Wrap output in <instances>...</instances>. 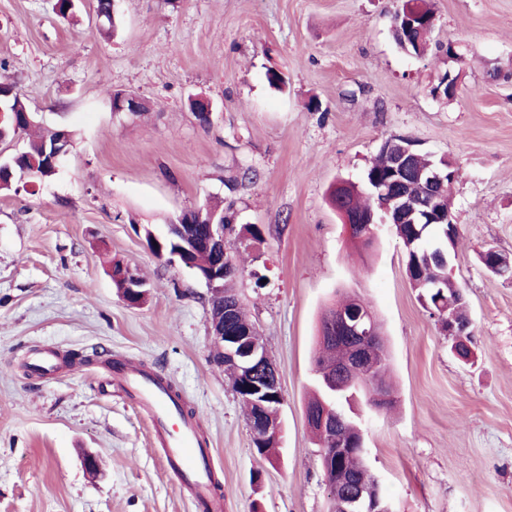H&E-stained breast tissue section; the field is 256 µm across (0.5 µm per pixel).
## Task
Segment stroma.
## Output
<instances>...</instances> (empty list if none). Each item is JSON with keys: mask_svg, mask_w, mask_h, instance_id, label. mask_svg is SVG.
Segmentation results:
<instances>
[{"mask_svg": "<svg viewBox=\"0 0 512 512\" xmlns=\"http://www.w3.org/2000/svg\"><path fill=\"white\" fill-rule=\"evenodd\" d=\"M430 3L433 47L415 56L393 36L402 0H117L110 38L96 32L94 0L69 19L55 0H0V82L42 127L73 134L55 175L0 193V512H197L104 350L163 374L199 415L228 512H330L305 407L319 320L341 291L364 299L386 339L394 402L361 416L392 512H512V279L480 259L490 248L512 257V0ZM447 72L455 96H432ZM114 90L146 111L112 112ZM200 98L212 124L191 109ZM391 137L457 169L450 264L470 361L411 287L392 225L360 250L327 200L331 185L361 181ZM246 168L256 180L228 188ZM217 198L234 212L236 288L280 372L272 461L213 361L209 289L146 245ZM113 259L145 279L144 305L122 300ZM48 349L61 369L34 374Z\"/></svg>", "mask_w": 512, "mask_h": 512, "instance_id": "35a3bbf8", "label": "stroma"}]
</instances>
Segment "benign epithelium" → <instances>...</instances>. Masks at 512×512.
Instances as JSON below:
<instances>
[{
  "label": "benign epithelium",
  "instance_id": "7a95c632",
  "mask_svg": "<svg viewBox=\"0 0 512 512\" xmlns=\"http://www.w3.org/2000/svg\"><path fill=\"white\" fill-rule=\"evenodd\" d=\"M433 24L434 20L423 19L415 11H407L399 15L394 21V30L399 33L405 30L409 32L415 29L429 28ZM144 108V101L138 96L132 95L122 98L118 105L112 106V111L135 114ZM71 144L72 141L68 132L61 131L59 137L45 151L43 167L53 173L57 172L59 163L69 153ZM387 148L395 150L396 163L390 172L389 178L375 185V191L382 195H389L390 201L388 206L382 208V216L377 218L372 215L365 221L366 236L375 237V230L379 224H441L446 222L453 228V232L448 236V245H454L458 235V225L454 223L453 216L442 217L440 195L436 192L432 193L423 212L413 216L406 213L401 207L398 185L408 178L416 177L427 183L432 189L440 186L450 191L453 188L455 175L441 169L429 173L415 169L412 161L417 156V150H415V144L411 141L404 144L392 141L387 144ZM196 224L208 225L206 235L197 234L194 228ZM168 237L180 240L181 249L170 252L167 250L165 243L155 237L153 238L155 255L160 258L165 257L171 263L178 260L186 268L195 271L188 255L206 248L213 252L214 264L205 272L196 271V276L204 281L207 288L212 292L224 288V273L230 267V259L224 247V224L220 220L204 213L199 207L188 208L183 210L180 216L169 225ZM481 260L488 270L499 276H504L506 272L512 270V261L503 257L494 249L483 252ZM116 278L124 282L123 300L129 306H137L143 294L144 283L136 276L133 268L130 266L122 268L121 273L116 275ZM456 298L458 299V319L448 323L447 329L448 336L453 340L452 348L455 350L468 344L471 326L463 292H457ZM373 320L372 311L362 307L360 299L355 297L351 299L346 292L339 293L338 303L336 304V321L342 328L365 342L373 335L370 328ZM212 336L214 349L220 351L224 360L236 368L242 380L241 389L244 391L245 398L250 405L256 407L260 437L281 438L283 434L281 415L278 414L273 418L265 415L268 401L274 399L277 401V405L280 406L283 403V394L279 370L267 351L264 336L253 328L243 332H227L224 330V324L222 323L215 324L212 329ZM358 355L361 356V362L366 364L369 372L365 375L358 369L353 368L351 369V379L358 382L365 380L373 386L376 385L375 372L384 361V357L372 350L364 353L360 351ZM259 367L266 368L268 373V377L262 385L252 382L253 374ZM331 411V405L326 403L320 415L306 413L307 422L317 426L319 432L323 435L324 447L326 448L336 446V434L328 426V416Z\"/></svg>",
  "mask_w": 512,
  "mask_h": 512
}]
</instances>
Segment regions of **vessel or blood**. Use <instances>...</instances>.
<instances>
[{
  "label": "vessel or blood",
  "instance_id": "b4317fda",
  "mask_svg": "<svg viewBox=\"0 0 512 512\" xmlns=\"http://www.w3.org/2000/svg\"><path fill=\"white\" fill-rule=\"evenodd\" d=\"M112 380L150 416L155 442L179 490L207 512H224V498L212 488V450L200 433V420L181 412L167 380L132 362L114 368Z\"/></svg>",
  "mask_w": 512,
  "mask_h": 512
}]
</instances>
